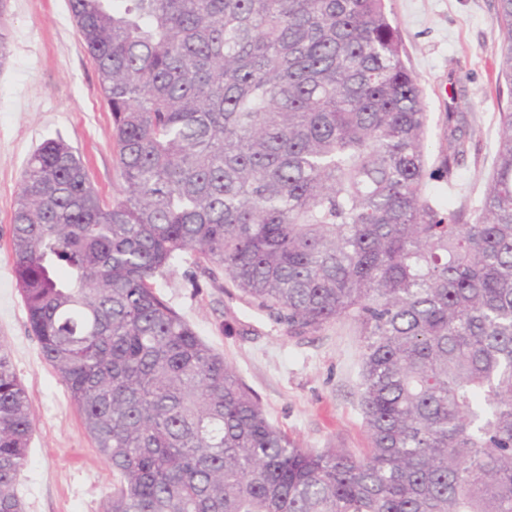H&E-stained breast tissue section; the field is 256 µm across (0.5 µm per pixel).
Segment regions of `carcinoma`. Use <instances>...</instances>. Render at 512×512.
Here are the masks:
<instances>
[{
	"label": "carcinoma",
	"mask_w": 512,
	"mask_h": 512,
	"mask_svg": "<svg viewBox=\"0 0 512 512\" xmlns=\"http://www.w3.org/2000/svg\"><path fill=\"white\" fill-rule=\"evenodd\" d=\"M474 207L428 192L427 112L385 0H69L112 112L105 206L44 141L12 217L44 360L115 482L103 512H512V0ZM448 113L436 177L477 151ZM192 250L288 336H363L367 455L300 448L156 290ZM0 346V512L33 432Z\"/></svg>",
	"instance_id": "obj_1"
}]
</instances>
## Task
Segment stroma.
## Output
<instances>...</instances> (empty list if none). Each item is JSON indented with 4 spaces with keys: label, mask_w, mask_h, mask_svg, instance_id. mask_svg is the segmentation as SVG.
<instances>
[{
    "label": "stroma",
    "mask_w": 512,
    "mask_h": 512,
    "mask_svg": "<svg viewBox=\"0 0 512 512\" xmlns=\"http://www.w3.org/2000/svg\"><path fill=\"white\" fill-rule=\"evenodd\" d=\"M386 10L423 90L429 168L446 150L449 106L466 113L479 149L458 168L454 186L433 179L429 190L443 202L465 197L477 204L496 151L500 109L493 0H386ZM0 17L10 42L0 65V345L30 393L34 423L19 494L25 512H102L112 469L28 330L10 239L25 163L45 140L59 137L78 151L103 203L119 196L112 114L68 0H6ZM459 85L466 97L456 102ZM156 287L223 354L288 437L319 451H366L362 341L354 325L338 321L312 335L287 336L245 302L223 269L190 251L157 277Z\"/></svg>",
    "instance_id": "stroma-1"
}]
</instances>
